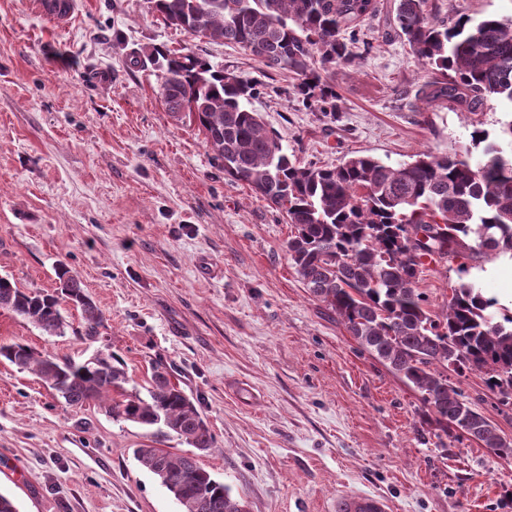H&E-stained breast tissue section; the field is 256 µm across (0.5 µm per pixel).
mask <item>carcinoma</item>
Here are the masks:
<instances>
[{
    "label": "carcinoma",
    "mask_w": 512,
    "mask_h": 512,
    "mask_svg": "<svg viewBox=\"0 0 512 512\" xmlns=\"http://www.w3.org/2000/svg\"><path fill=\"white\" fill-rule=\"evenodd\" d=\"M170 26L210 42L238 46L273 71L297 76L294 95L306 108L331 115L339 96L329 70L354 62L362 23L379 0H148ZM396 23L418 63L444 80L422 84L424 98H446L469 112L492 101L512 103V20L478 22L438 17L430 0H398ZM148 59L161 75L167 111L185 109L224 175L258 193L291 225L288 255L305 288L345 325L359 345L420 394L441 431L467 422L466 434L485 448L512 455L497 429L461 399L448 373L479 371L488 388L512 402V311L473 283L451 289L443 318H433L417 283L426 260L512 253V121L506 146L486 145L474 130L471 146L421 152L396 167L354 155L334 167L301 165L284 151L246 103L260 84L214 68L198 56L155 47ZM51 293L20 288L0 277V309L62 336L69 322L62 304L81 312L84 336L103 326L102 311L78 276L61 263ZM0 360L27 371L71 407L94 403L116 421L174 433L202 452L216 438L195 402L152 367L141 394L124 363L103 354L76 363L29 346L0 344ZM161 480L182 512H247L230 488L204 469L196 455H174L153 445L134 450Z\"/></svg>",
    "instance_id": "cac0c4a2"
}]
</instances>
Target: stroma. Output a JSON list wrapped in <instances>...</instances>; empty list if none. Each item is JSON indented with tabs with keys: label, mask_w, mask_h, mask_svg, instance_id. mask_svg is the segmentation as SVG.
<instances>
[{
	"label": "stroma",
	"mask_w": 512,
	"mask_h": 512,
	"mask_svg": "<svg viewBox=\"0 0 512 512\" xmlns=\"http://www.w3.org/2000/svg\"><path fill=\"white\" fill-rule=\"evenodd\" d=\"M434 2L452 21L512 20V0ZM396 5L380 0L365 23L373 51L337 67L331 118L298 104L293 74L165 24L147 0H75L72 17L53 23L32 0H0V276L50 290L65 262L106 319L91 341L76 310L62 336L0 310V343L77 362L109 351L139 383L165 365L216 437L201 465L248 512H329L344 488L381 494L393 512H512V456L440 436L418 393L311 297L288 258L290 225L225 177L196 125L171 117L144 57L165 45L267 85L251 107L305 162L360 154L396 166L470 145L476 127L498 141L511 104L416 108L425 76ZM493 261L427 265L418 288L431 313L442 315L464 280L501 297L485 274ZM454 383L512 440V404L484 373ZM151 442L191 451L97 405L68 406L0 362V493L19 512H181L133 454Z\"/></svg>",
	"instance_id": "1"
}]
</instances>
